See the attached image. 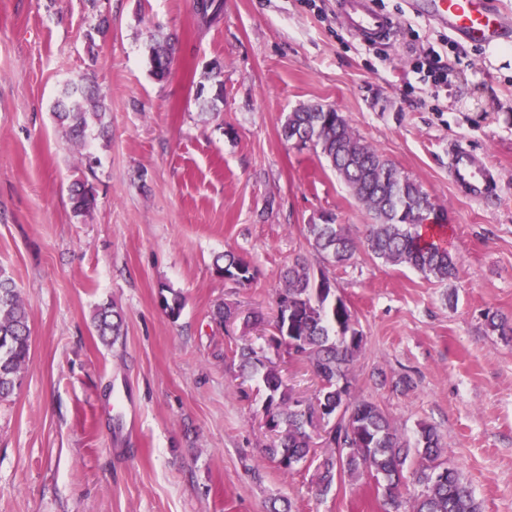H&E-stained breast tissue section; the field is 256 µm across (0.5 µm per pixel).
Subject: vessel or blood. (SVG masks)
Listing matches in <instances>:
<instances>
[{
    "label": "vessel or blood",
    "instance_id": "1",
    "mask_svg": "<svg viewBox=\"0 0 512 512\" xmlns=\"http://www.w3.org/2000/svg\"><path fill=\"white\" fill-rule=\"evenodd\" d=\"M409 5L458 43L486 48L512 40V11L501 0H409ZM336 12L345 29L365 43L385 39L395 28L394 18L375 8L373 0H336ZM451 175L457 193L470 200L500 191L493 164L462 146L452 153Z\"/></svg>",
    "mask_w": 512,
    "mask_h": 512
}]
</instances>
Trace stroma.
Wrapping results in <instances>:
<instances>
[{"label": "stroma", "instance_id": "stroma-1", "mask_svg": "<svg viewBox=\"0 0 512 512\" xmlns=\"http://www.w3.org/2000/svg\"><path fill=\"white\" fill-rule=\"evenodd\" d=\"M222 4L202 27L191 0H0V267L32 341L0 402V512H268L283 497L293 512H384L373 480L322 494L317 460L286 475L265 454L264 387L235 350L273 334L280 273L299 255L327 269L363 332L354 395L407 440L436 426L482 512H512V338L486 330L512 321V52L461 46L406 0H382L397 24L378 48L345 31L336 0ZM163 37L160 79L149 47ZM431 49L448 68L437 92L412 70ZM84 74L106 89L109 124L81 148L53 104ZM312 103L434 199L455 278L362 249L325 268L305 225L333 218L360 239L372 218L321 155L282 138ZM455 143L493 162L498 197L457 196ZM84 176L96 206L77 217L69 187ZM227 251L253 266L249 285L216 274ZM163 288L184 299L178 320ZM103 304L125 319L111 346L93 326ZM220 304L235 313L222 325ZM251 313L260 324L244 325Z\"/></svg>", "mask_w": 512, "mask_h": 512}]
</instances>
